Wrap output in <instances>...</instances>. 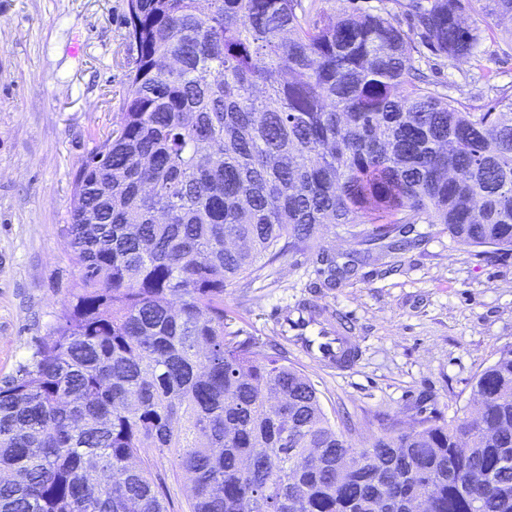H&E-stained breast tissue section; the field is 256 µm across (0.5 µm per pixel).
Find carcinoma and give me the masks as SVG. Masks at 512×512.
<instances>
[{
  "label": "carcinoma",
  "instance_id": "obj_1",
  "mask_svg": "<svg viewBox=\"0 0 512 512\" xmlns=\"http://www.w3.org/2000/svg\"><path fill=\"white\" fill-rule=\"evenodd\" d=\"M128 0L136 66L116 128L75 176L64 238L80 274L0 387V512H175L153 454L175 456L189 512H512V347L474 412L424 417L364 467L318 389L228 330L224 288L330 224H438L512 251V96L465 105L416 65L413 36L474 55L473 11L512 0ZM490 478L470 491L464 473ZM353 6L366 10L369 12H377L379 9H385L389 11L400 23L401 26L407 30L410 22L408 16L404 12L395 0H355L352 1Z\"/></svg>",
  "mask_w": 512,
  "mask_h": 512
}]
</instances>
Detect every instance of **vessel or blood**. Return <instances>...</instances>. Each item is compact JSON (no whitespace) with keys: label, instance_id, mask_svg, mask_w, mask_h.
Wrapping results in <instances>:
<instances>
[{"label":"vessel or blood","instance_id":"vessel-or-blood-1","mask_svg":"<svg viewBox=\"0 0 512 512\" xmlns=\"http://www.w3.org/2000/svg\"><path fill=\"white\" fill-rule=\"evenodd\" d=\"M282 326L286 341L301 357L326 369L343 372L358 355L355 339L313 308L287 312Z\"/></svg>","mask_w":512,"mask_h":512}]
</instances>
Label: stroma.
Masks as SVG:
<instances>
[{
	"label": "stroma",
	"instance_id": "1",
	"mask_svg": "<svg viewBox=\"0 0 512 512\" xmlns=\"http://www.w3.org/2000/svg\"><path fill=\"white\" fill-rule=\"evenodd\" d=\"M126 15L127 0H0V385L80 273L63 229L77 170L119 119L136 56ZM510 28L504 18L485 30L471 58L425 53L440 92L472 105L512 95ZM406 237L400 251L369 249L333 226L323 250L349 268L335 287L311 251L224 290L231 330L306 373L355 448L392 422L463 416L476 377L512 346V254L461 246L429 224L409 225ZM303 302L328 306L357 336L350 371L321 369L282 339V313Z\"/></svg>",
	"mask_w": 512,
	"mask_h": 512
}]
</instances>
